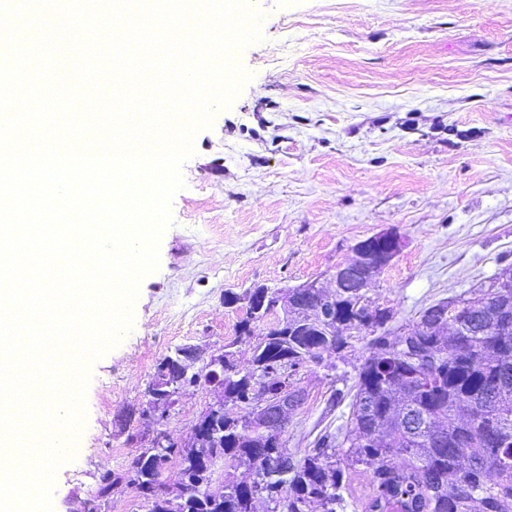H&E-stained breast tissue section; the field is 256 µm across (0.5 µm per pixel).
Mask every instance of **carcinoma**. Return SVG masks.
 Segmentation results:
<instances>
[{"label":"carcinoma","mask_w":512,"mask_h":512,"mask_svg":"<svg viewBox=\"0 0 512 512\" xmlns=\"http://www.w3.org/2000/svg\"><path fill=\"white\" fill-rule=\"evenodd\" d=\"M366 273L361 265L353 268L333 301L302 291L300 304L288 311L294 336L272 327L253 340L252 320L238 322L236 340L224 345V405H235L255 377L284 358L298 373L322 352L346 349V329L318 336L305 322L317 308L339 322L360 317L358 286ZM470 300V307L459 310L458 326L433 321L448 305L442 301L423 310L426 327L418 331L394 336L384 321L369 331L350 402L356 438L347 449L371 474L373 492L363 512H512V287L479 288ZM239 344L251 352L253 368L245 372L231 364ZM223 437L220 448L166 449L164 461H179L190 479L221 459L251 466L249 478L225 484L217 498L191 486V512H252L256 498L270 512H309L313 503L322 512H346L338 436L321 435L300 459L277 449L288 461L283 471L269 469L272 449L261 433L249 430L248 416L224 414ZM400 456L406 465L395 463ZM157 466L150 449H139L125 469L100 475L98 497L120 483L144 491L155 481Z\"/></svg>","instance_id":"cac0c4a2"}]
</instances>
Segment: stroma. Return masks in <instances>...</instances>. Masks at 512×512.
<instances>
[{"label":"stroma","mask_w":512,"mask_h":512,"mask_svg":"<svg viewBox=\"0 0 512 512\" xmlns=\"http://www.w3.org/2000/svg\"><path fill=\"white\" fill-rule=\"evenodd\" d=\"M260 37L245 76L193 140L159 266L133 325L88 371L85 416L57 471L52 512H84L100 475L137 449L121 421L175 349L222 354L244 317L224 294L330 286L356 242L394 229L401 252L367 297L415 328L428 306L512 267V0H247ZM358 336L301 376L289 452L349 426L366 356ZM216 394L186 388L162 427L188 437Z\"/></svg>","instance_id":"35a3bbf8"}]
</instances>
